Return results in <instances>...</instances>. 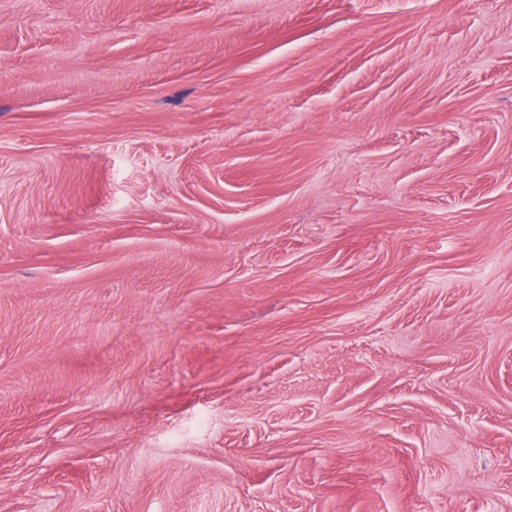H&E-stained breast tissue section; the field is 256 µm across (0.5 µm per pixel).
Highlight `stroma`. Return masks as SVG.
Listing matches in <instances>:
<instances>
[{
    "mask_svg": "<svg viewBox=\"0 0 512 512\" xmlns=\"http://www.w3.org/2000/svg\"><path fill=\"white\" fill-rule=\"evenodd\" d=\"M0 512H512V0H0Z\"/></svg>",
    "mask_w": 512,
    "mask_h": 512,
    "instance_id": "stroma-1",
    "label": "stroma"
}]
</instances>
